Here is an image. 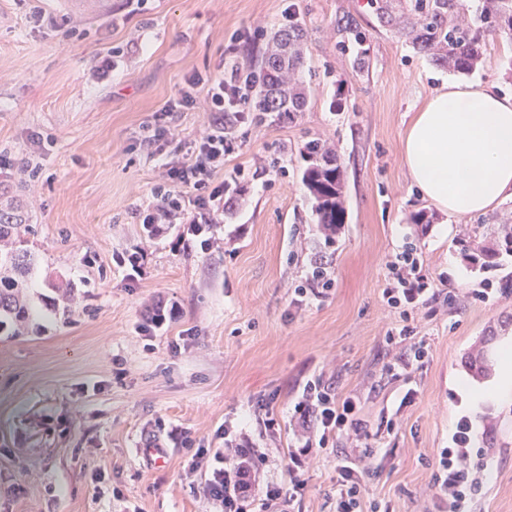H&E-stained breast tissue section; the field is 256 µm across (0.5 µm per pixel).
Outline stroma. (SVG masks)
Here are the masks:
<instances>
[{"label":"stroma","instance_id":"35a3bbf8","mask_svg":"<svg viewBox=\"0 0 512 512\" xmlns=\"http://www.w3.org/2000/svg\"><path fill=\"white\" fill-rule=\"evenodd\" d=\"M291 9L317 74L306 110L238 127L241 147L224 169L243 168L242 190L223 223L200 238L174 224L148 239L138 214L162 181V160L186 157L209 120L177 113L180 138L160 157L142 143L155 112L191 75L221 74L226 48L261 70L266 40ZM341 19L366 32L364 47L346 42ZM450 76L381 24L369 0H0V155L16 163L0 174V194L35 226L22 291L29 326L0 329V512H218L204 487L225 422L266 448L280 479L289 410L319 375L340 392L367 393L374 425L398 389L417 391L397 430L371 440L392 457L367 500L441 512L422 491L466 415L494 458L474 510L512 512V398L477 405L469 392L494 378L498 346L512 338V253L491 267L464 253L512 216V200L455 219L421 198L401 159L415 113ZM468 78L512 95V45L495 44ZM310 138L335 147L346 184L345 222L330 247L302 183L299 150ZM262 156L280 158L281 169L257 172ZM27 166L36 180L23 175ZM419 212L428 223H414ZM407 245L448 303L419 316L425 363L391 382L384 337L394 315L382 292L388 262ZM137 246L146 258L136 273L117 257ZM318 264L332 272L333 290L293 305L292 283ZM487 284L489 300L468 298ZM160 301L181 314L144 334ZM474 357L482 372L470 369ZM260 399L277 413L276 440L251 416ZM176 427L188 445L170 439ZM154 440L163 456L145 455ZM335 465L331 453L314 462L301 512H333Z\"/></svg>","mask_w":512,"mask_h":512}]
</instances>
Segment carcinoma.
I'll use <instances>...</instances> for the list:
<instances>
[{
    "label": "carcinoma",
    "mask_w": 512,
    "mask_h": 512,
    "mask_svg": "<svg viewBox=\"0 0 512 512\" xmlns=\"http://www.w3.org/2000/svg\"><path fill=\"white\" fill-rule=\"evenodd\" d=\"M380 22L405 39L418 52L458 73H470L487 63L484 51L489 38L512 40V0H480L473 18H467L469 0H370ZM304 32L296 14L288 26L274 32L262 59V78L253 92L252 111L260 118H277L302 112L307 104L312 72L304 69ZM306 162L303 183L326 237L336 233L346 215L345 185L339 158L320 139L301 147ZM32 232L23 214L12 204L0 205V315L26 319L20 303L21 288L33 270L34 257L24 246ZM496 240L480 247L493 258L499 250L512 253V224L497 225Z\"/></svg>",
    "instance_id": "cac0c4a2"
}]
</instances>
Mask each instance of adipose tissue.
I'll return each instance as SVG.
<instances>
[{
	"label": "adipose tissue",
	"instance_id": "adipose-tissue-1",
	"mask_svg": "<svg viewBox=\"0 0 512 512\" xmlns=\"http://www.w3.org/2000/svg\"><path fill=\"white\" fill-rule=\"evenodd\" d=\"M401 154L421 195L448 215L496 208L512 199V95L442 84L414 116Z\"/></svg>",
	"mask_w": 512,
	"mask_h": 512
}]
</instances>
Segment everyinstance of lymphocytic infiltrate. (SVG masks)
I'll return each instance as SVG.
<instances>
[{
    "label": "lymphocytic infiltrate",
    "mask_w": 512,
    "mask_h": 512,
    "mask_svg": "<svg viewBox=\"0 0 512 512\" xmlns=\"http://www.w3.org/2000/svg\"><path fill=\"white\" fill-rule=\"evenodd\" d=\"M255 77L243 62L234 63L225 76H194L163 107L167 116L203 110L210 121L190 157L165 164V182L155 189L154 200L142 216L150 235H159L165 225L183 224L196 236L204 225L223 223L224 197L237 177L232 174L219 181L215 175L225 158L239 148L234 129L250 118ZM388 270L383 299L398 319L385 334L392 352L385 374L397 380L427 359L428 348L417 338L415 321L422 309L439 303L442 291L435 288L414 249L400 252ZM364 405L360 393H341L321 377L307 380L294 404L293 444L279 481L265 475L267 453L255 447L236 424L225 425L224 445L212 454L207 495L219 502L223 512H296L308 490L310 468L332 449L336 452L335 512H381L379 504L368 507L364 501L369 482L383 469L391 451L370 446ZM472 429L470 418L461 416L448 447L437 451L429 495L446 502L448 512H471L483 473L493 460L488 449L476 447Z\"/></svg>",
    "instance_id": "1"
}]
</instances>
